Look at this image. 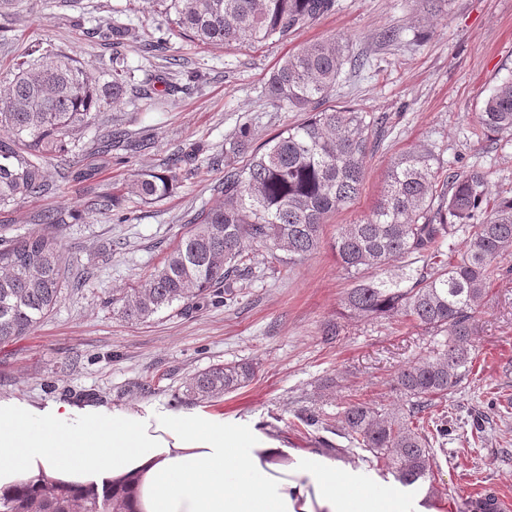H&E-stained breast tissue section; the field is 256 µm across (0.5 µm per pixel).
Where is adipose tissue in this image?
I'll return each instance as SVG.
<instances>
[{"label": "adipose tissue", "instance_id": "adipose-tissue-1", "mask_svg": "<svg viewBox=\"0 0 512 512\" xmlns=\"http://www.w3.org/2000/svg\"><path fill=\"white\" fill-rule=\"evenodd\" d=\"M106 484L127 492L130 512H438L425 490L200 409L0 402V494Z\"/></svg>", "mask_w": 512, "mask_h": 512}]
</instances>
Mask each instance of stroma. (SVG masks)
Listing matches in <instances>:
<instances>
[{"label":"stroma","instance_id":"1","mask_svg":"<svg viewBox=\"0 0 512 512\" xmlns=\"http://www.w3.org/2000/svg\"><path fill=\"white\" fill-rule=\"evenodd\" d=\"M110 19L153 32L168 28L145 0H18L0 31V89L36 40L76 55L96 81L107 82L112 46L87 32ZM387 30L397 38L385 44L380 35ZM330 36L368 58L364 69L344 68L336 103L383 121L359 197L325 215L316 253L291 264H258L232 299L125 321L109 298L161 267L190 220L221 202L225 140L246 125L258 146L303 120V113L273 104L265 85L289 53ZM124 53L133 86L87 132L70 176L50 193L0 210L7 238L48 211L70 213L61 230L65 258L92 274L88 286L63 289L30 334L0 345V400L177 413L184 409L177 398L197 372L249 363L253 381L206 411L247 422L291 448L346 447L336 434L337 411L353 401L400 406L394 378L429 355L433 338L406 317L347 314L342 300L351 281L330 243L338 226L369 214L390 162L409 150H432L451 169H482L491 193L512 188V134H473L485 99L512 76V0H450L439 14L424 13L419 0H335L330 12L283 42L221 47L173 35L163 54L138 46ZM171 83L179 92L167 93ZM109 130L143 145L94 150ZM195 144L202 152L182 166L177 188L164 199L148 204L127 195L114 211L90 209L95 195L162 169ZM477 325L471 374L437 402L456 425L430 479L441 512H468V501L489 485L512 499V252L492 263ZM298 413L322 422L289 428Z\"/></svg>","mask_w":512,"mask_h":512}]
</instances>
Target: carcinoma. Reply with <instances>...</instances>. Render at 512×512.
<instances>
[{
	"label": "carcinoma",
	"instance_id": "carcinoma-1",
	"mask_svg": "<svg viewBox=\"0 0 512 512\" xmlns=\"http://www.w3.org/2000/svg\"><path fill=\"white\" fill-rule=\"evenodd\" d=\"M169 19L167 35L154 36L117 20L103 35L119 48L130 43L156 48L170 35L214 46L286 41L333 6V0H147ZM348 45L330 37L289 54L270 75L266 94L308 113L303 122L250 150L243 125L224 148V200L198 214L162 266L129 292L112 296L124 318L146 321L179 303L234 297L243 272L256 265L259 249L281 250L290 262L321 246V220L352 203L363 186L366 160L378 122L359 108L333 103ZM132 80L126 57L112 54L110 81L101 85L80 60L37 42L14 64L0 96V207L50 188L47 164L67 162L83 150L84 133L98 113L122 99ZM480 132H512V76L484 101ZM251 152L243 165L234 157ZM179 167L145 170L126 184V194L145 203L169 195ZM40 227L0 247V343L34 329L55 308L64 284L65 256L59 228L68 215H43ZM468 229L466 249L448 239ZM336 258L352 280L342 305L351 315L404 316L435 341L432 354L402 369L395 378L406 408L383 412L352 402L336 412V432L349 443L336 449L348 456L359 448L391 472L396 481L416 484L431 478L436 447L452 429L420 426L422 413L446 398L469 376L476 312L491 274V263L512 249V193L489 194L486 173L444 170L430 150L395 158L381 198L357 224L338 228ZM399 263L401 273L386 280L368 270ZM247 363L214 365L187 384L184 401L210 403L248 385ZM0 512H127L125 495L106 488L70 494L53 486L0 495Z\"/></svg>",
	"mask_w": 512,
	"mask_h": 512
}]
</instances>
